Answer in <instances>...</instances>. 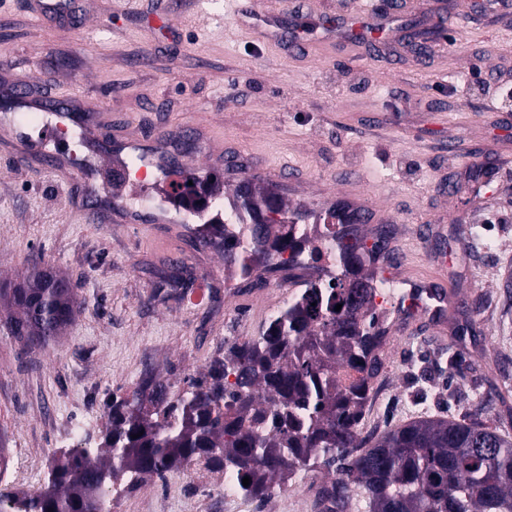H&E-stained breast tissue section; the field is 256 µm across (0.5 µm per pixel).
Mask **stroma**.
<instances>
[{
  "instance_id": "stroma-1",
  "label": "stroma",
  "mask_w": 512,
  "mask_h": 512,
  "mask_svg": "<svg viewBox=\"0 0 512 512\" xmlns=\"http://www.w3.org/2000/svg\"><path fill=\"white\" fill-rule=\"evenodd\" d=\"M28 2L0 0V73L59 94L85 75L79 103L104 106L146 138L195 129L197 156L214 162L224 185L239 172L217 160L235 154L240 171L266 172L271 193L289 204L305 205L317 191L368 199L376 216L351 235L370 245L391 229L390 250L407 256L398 278L447 290L453 301L436 324L378 348L391 389L384 428L422 410L458 417L480 408L486 392L512 389V103L496 96L498 82L512 79V5L407 0L376 52L314 38L294 54L238 17V0H169V23L155 0H82L76 20L55 22ZM413 39L427 40L426 55L408 50ZM452 143L458 154H449ZM484 158L492 179L471 180ZM282 169L289 177L280 182ZM197 231L96 223L91 202L62 176L25 167L0 144V289L37 266L65 276L83 307L55 341L32 345L11 335L0 300V445L10 487L42 491L51 459L73 446L69 426L99 441L113 398L151 377L179 388L205 371L224 355L228 324L258 335L277 295L270 284L241 285L229 304L214 288L194 304L165 277L175 250L187 282L221 264L198 248ZM481 350L495 364L462 381L450 376V364ZM320 478L313 471L266 500L228 503L214 493L217 475L190 468L113 498L112 512H142L146 501L154 512H317Z\"/></svg>"
}]
</instances>
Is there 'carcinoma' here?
Returning <instances> with one entry per match:
<instances>
[{"mask_svg": "<svg viewBox=\"0 0 512 512\" xmlns=\"http://www.w3.org/2000/svg\"><path fill=\"white\" fill-rule=\"evenodd\" d=\"M195 183L187 174L174 193L187 203L198 195ZM241 208L239 236L224 250L227 267L267 264L272 253L300 251L308 241L305 230L299 241H262L257 229L245 227L265 208L288 222L276 202L253 195ZM324 250L336 257L334 281L308 282L259 335L231 343L224 358L183 387L171 391L147 380L132 397L113 399L102 441L81 440L63 453L38 494L0 489V512H81L89 501L97 512H111L107 493L193 465L260 500L296 475L322 469L315 484L319 512H349L353 490L364 512H512V434L482 418L495 394L461 419L419 417L360 437L369 378L343 387L338 373L346 365L364 372L376 360L382 332L370 301L378 284L349 287L360 264L350 241L333 234L310 255ZM20 285L22 294L8 298L19 339H53L80 312L75 296L48 287L39 269Z\"/></svg>", "mask_w": 512, "mask_h": 512, "instance_id": "1", "label": "carcinoma"}]
</instances>
